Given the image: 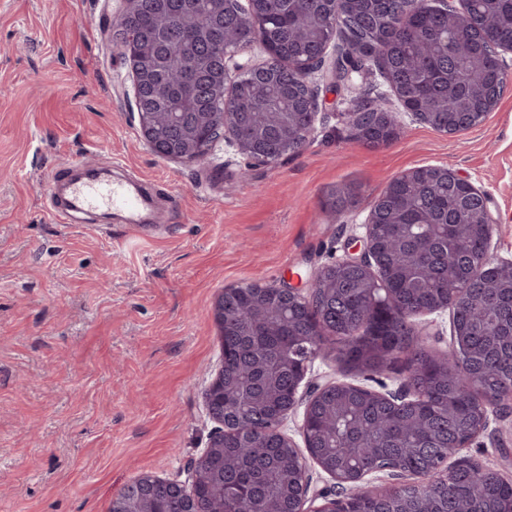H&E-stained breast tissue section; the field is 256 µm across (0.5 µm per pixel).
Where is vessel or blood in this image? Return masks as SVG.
<instances>
[{
	"label": "vessel or blood",
	"instance_id": "b4317fda",
	"mask_svg": "<svg viewBox=\"0 0 512 512\" xmlns=\"http://www.w3.org/2000/svg\"><path fill=\"white\" fill-rule=\"evenodd\" d=\"M145 205L146 197L138 181L107 182L91 175L71 182L65 206L54 204L50 210L56 222L66 224L72 213L109 209L118 213L124 223L136 226L142 222Z\"/></svg>",
	"mask_w": 512,
	"mask_h": 512
}]
</instances>
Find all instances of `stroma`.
I'll return each mask as SVG.
<instances>
[{
	"label": "stroma",
	"instance_id": "1",
	"mask_svg": "<svg viewBox=\"0 0 512 512\" xmlns=\"http://www.w3.org/2000/svg\"><path fill=\"white\" fill-rule=\"evenodd\" d=\"M121 0H0V512H110L145 473L182 475L220 426L203 393L222 346V288L263 278L306 289L324 264L359 253L371 208L423 165L491 197L495 258L512 261V87L477 127L448 135L409 115L372 147L349 124L360 91L399 103L376 73L319 97L300 153L272 164L218 145L204 161L158 157L141 138L127 67L108 30ZM86 164L162 194L161 229L97 215L55 223L49 189ZM356 207L333 213L331 189ZM396 363L366 374L316 357L308 381L404 388ZM512 476V410L467 450Z\"/></svg>",
	"mask_w": 512,
	"mask_h": 512
}]
</instances>
